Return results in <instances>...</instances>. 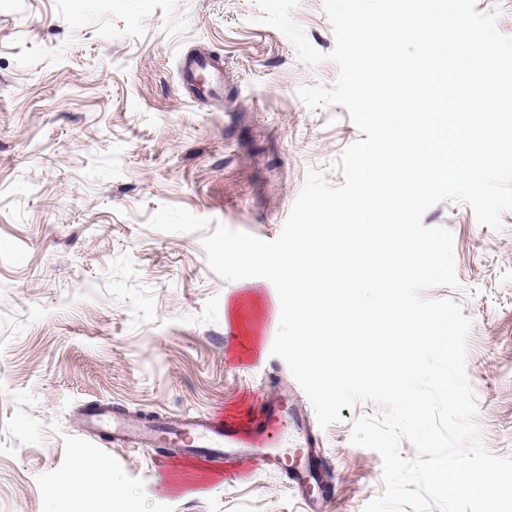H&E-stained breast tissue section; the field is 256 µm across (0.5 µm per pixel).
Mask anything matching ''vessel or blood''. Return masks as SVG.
Returning <instances> with one entry per match:
<instances>
[{
	"mask_svg": "<svg viewBox=\"0 0 512 512\" xmlns=\"http://www.w3.org/2000/svg\"><path fill=\"white\" fill-rule=\"evenodd\" d=\"M223 76V63L206 55L184 59L180 64L182 84L201 85L203 93L211 98L222 94ZM82 425L87 432L107 435L117 447L173 446L178 448L182 458L200 459L215 465L242 456L269 463L276 459L272 451L275 440L265 429L244 432L212 417L187 416L157 423L131 419L111 407L99 405L83 412ZM326 471L327 463L316 445L300 449L292 472L295 490L309 491L312 482Z\"/></svg>",
	"mask_w": 512,
	"mask_h": 512,
	"instance_id": "b4317fda",
	"label": "vessel or blood"
}]
</instances>
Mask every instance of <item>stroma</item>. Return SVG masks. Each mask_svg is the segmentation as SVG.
Here are the masks:
<instances>
[{"instance_id": "1", "label": "stroma", "mask_w": 512, "mask_h": 512, "mask_svg": "<svg viewBox=\"0 0 512 512\" xmlns=\"http://www.w3.org/2000/svg\"><path fill=\"white\" fill-rule=\"evenodd\" d=\"M255 0H0V512H305L281 466L173 459L159 481L149 448H118L74 417L105 403L143 418L184 413L250 426L277 387L290 391L333 468V512L379 495L382 459L353 445L360 403L320 427L286 363L272 356L274 285L226 281L202 238L217 225L276 239L309 169L362 134L341 106L309 109L301 87L337 65L300 62L259 23ZM320 52L335 46L323 0L292 13ZM188 52L224 62L221 99L192 97ZM481 225L443 202L424 225L449 228L472 327L467 374L486 448L512 455V211ZM244 330L226 322L232 298ZM106 464L112 494L87 502L69 479Z\"/></svg>"}]
</instances>
